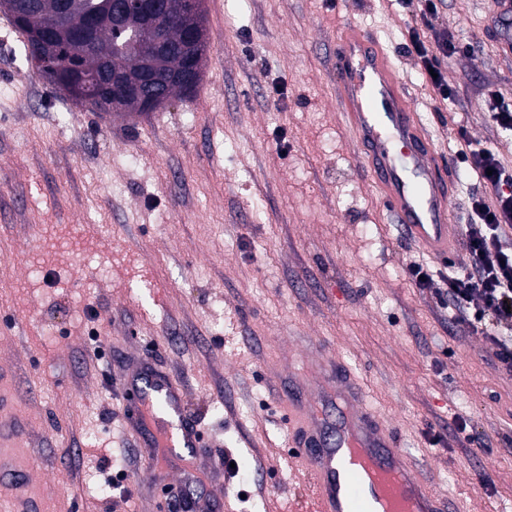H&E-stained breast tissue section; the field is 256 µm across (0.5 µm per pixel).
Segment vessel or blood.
Listing matches in <instances>:
<instances>
[{
    "mask_svg": "<svg viewBox=\"0 0 512 512\" xmlns=\"http://www.w3.org/2000/svg\"><path fill=\"white\" fill-rule=\"evenodd\" d=\"M505 44H512V0H490ZM336 96L349 122L369 183L391 223L426 253L444 259L456 239L449 183L435 144L423 131L404 87L376 39L348 28L336 42L332 64ZM345 411L332 420L291 392L288 422L295 455L303 465L304 512H444V499L430 491L415 465L360 390L344 383ZM123 401L138 404V427L154 431L156 447L170 452L201 445L185 404L183 386L155 375L124 383ZM0 478L14 488L10 512H26L30 479L18 475L0 452Z\"/></svg>",
    "mask_w": 512,
    "mask_h": 512,
    "instance_id": "vessel-or-blood-1",
    "label": "vessel or blood"
}]
</instances>
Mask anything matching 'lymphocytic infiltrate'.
I'll list each match as a JSON object with an SVG mask.
<instances>
[{
  "mask_svg": "<svg viewBox=\"0 0 512 512\" xmlns=\"http://www.w3.org/2000/svg\"><path fill=\"white\" fill-rule=\"evenodd\" d=\"M403 7H417L422 28H409L410 50L423 71L438 69L439 59L454 54L456 40L448 31L435 28V0H401ZM435 33L426 43L421 29ZM456 139L463 148L460 158L485 188L473 196L465 230L467 265L443 275L437 292L439 303L450 312L454 323L479 333L489 342L502 372L512 375V167L495 151L470 144L466 130Z\"/></svg>",
  "mask_w": 512,
  "mask_h": 512,
  "instance_id": "obj_1",
  "label": "lymphocytic infiltrate"
}]
</instances>
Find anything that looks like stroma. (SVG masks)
Segmentation results:
<instances>
[{"mask_svg":"<svg viewBox=\"0 0 512 512\" xmlns=\"http://www.w3.org/2000/svg\"><path fill=\"white\" fill-rule=\"evenodd\" d=\"M488 0H440L452 32L446 101L404 51L399 0H205L210 48L195 91L107 118L52 89L0 12V384L32 471L30 512H171L167 484L205 512H299L302 475L278 377L346 365L447 512H512V376L484 336L452 325L412 263L448 272L388 222L336 103L333 33L377 37L440 152L457 224L483 188L455 135L512 166L483 91L512 102V52ZM283 94H275V85ZM149 363L185 387L209 438L148 467L117 386ZM466 424L458 433L457 424ZM483 445L469 441V434ZM134 457L111 484L113 460Z\"/></svg>","mask_w":512,"mask_h":512,"instance_id":"1","label":"stroma"}]
</instances>
